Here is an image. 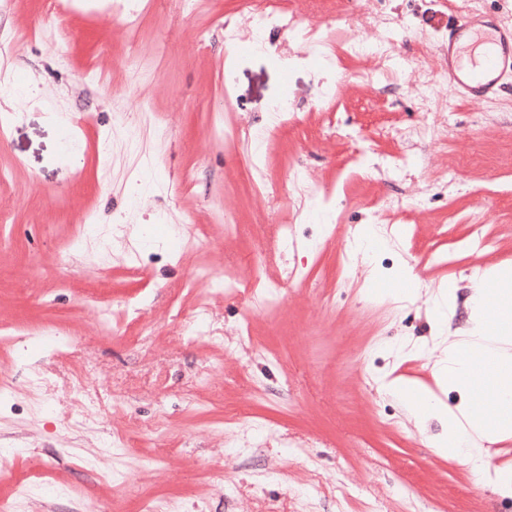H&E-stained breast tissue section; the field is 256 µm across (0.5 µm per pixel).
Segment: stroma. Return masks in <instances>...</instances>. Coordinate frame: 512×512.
<instances>
[{
  "instance_id": "obj_1",
  "label": "stroma",
  "mask_w": 512,
  "mask_h": 512,
  "mask_svg": "<svg viewBox=\"0 0 512 512\" xmlns=\"http://www.w3.org/2000/svg\"><path fill=\"white\" fill-rule=\"evenodd\" d=\"M132 6L130 25L99 0H0V109L15 115L0 138V501L512 512L494 474L512 467L511 438L475 475L431 451L437 420L416 426L383 392L403 379L451 408L469 399L433 375L449 341L433 300L454 299L464 327L484 268L512 267V76L497 97L464 98L438 50L458 14L512 23V0H278L307 30L268 32L285 69L226 42L250 30L241 0ZM60 25L67 39L50 41ZM324 37L332 74L315 59ZM286 89L294 112L269 131ZM426 101L447 137L419 135ZM217 122L234 138L216 139ZM295 167L312 196L293 189ZM370 223L383 245L353 253ZM225 270L235 294L204 277ZM271 282L280 303L256 307Z\"/></svg>"
}]
</instances>
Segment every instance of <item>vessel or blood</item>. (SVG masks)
<instances>
[{"instance_id": "vessel-or-blood-1", "label": "vessel or blood", "mask_w": 512, "mask_h": 512, "mask_svg": "<svg viewBox=\"0 0 512 512\" xmlns=\"http://www.w3.org/2000/svg\"><path fill=\"white\" fill-rule=\"evenodd\" d=\"M440 57L464 97L488 98L499 89L504 73L512 71V25L466 14L453 23Z\"/></svg>"}]
</instances>
